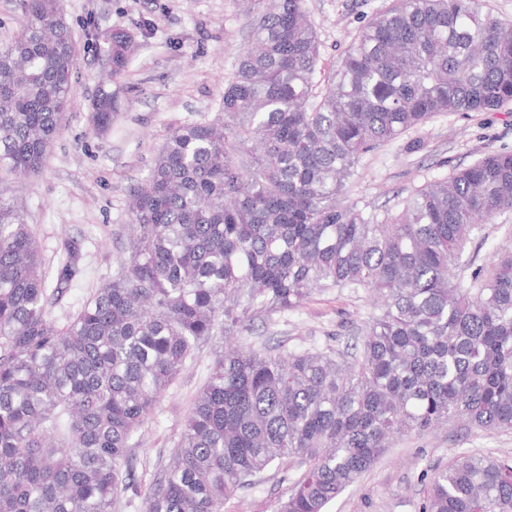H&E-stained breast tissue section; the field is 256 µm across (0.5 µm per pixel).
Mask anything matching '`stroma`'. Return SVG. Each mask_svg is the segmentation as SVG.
Segmentation results:
<instances>
[{
  "label": "stroma",
  "mask_w": 512,
  "mask_h": 512,
  "mask_svg": "<svg viewBox=\"0 0 512 512\" xmlns=\"http://www.w3.org/2000/svg\"><path fill=\"white\" fill-rule=\"evenodd\" d=\"M392 0H304L320 47L317 80L333 73L363 27ZM79 66L60 134L42 174H0V187L18 203L45 260L48 283L68 245L79 250L78 273L61 304L49 315L65 323L110 280L129 242L128 201L149 176L171 128L190 121L221 120L224 86L247 32L234 0H63ZM113 30L134 34L136 50L125 73L112 81L120 101L109 131L93 126L91 102L105 78L94 38ZM489 151L512 152V106L495 112L438 117L366 156L350 191L371 206L423 185L452 167ZM372 305L364 298L330 291L298 312L256 324L244 339L268 340L287 349H341L354 339ZM224 344L215 336L188 360L141 435L132 441L134 490L118 512H141L143 499L174 455L188 412L212 372ZM512 458V432L468 433L443 424L422 436L396 439L392 448L327 507V512H420L434 469L456 453ZM296 462L263 473L237 494L225 512H273L301 475Z\"/></svg>",
  "instance_id": "35a3bbf8"
}]
</instances>
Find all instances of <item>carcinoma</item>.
I'll list each match as a JSON object with an SVG mask.
<instances>
[{"mask_svg":"<svg viewBox=\"0 0 512 512\" xmlns=\"http://www.w3.org/2000/svg\"><path fill=\"white\" fill-rule=\"evenodd\" d=\"M248 41L224 123L173 128L131 195L128 255L66 323L20 207L0 190V512H114L130 441L188 358L335 289L375 312L344 350L266 343L216 355L143 512H224L275 462L305 467L274 512H326L398 435L449 421L512 431V247L476 248L512 212V153L489 151L391 207L348 197L363 157L448 112L512 103V21L479 0H392L313 92L303 0H244ZM61 0H23L0 45V170L31 178L62 129L77 69ZM117 31L110 76L135 51ZM112 89L92 102L112 124ZM422 512H512V460L459 453Z\"/></svg>","mask_w":512,"mask_h":512,"instance_id":"obj_1","label":"carcinoma"}]
</instances>
